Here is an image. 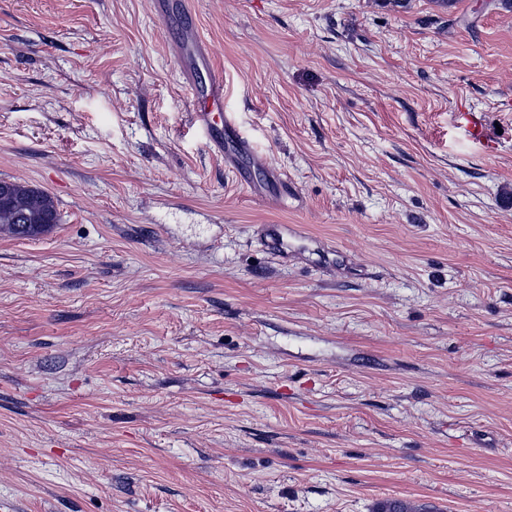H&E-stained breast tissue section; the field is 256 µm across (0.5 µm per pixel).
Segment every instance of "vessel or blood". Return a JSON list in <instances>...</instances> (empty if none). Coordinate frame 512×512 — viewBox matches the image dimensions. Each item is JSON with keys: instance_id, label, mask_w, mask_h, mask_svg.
Here are the masks:
<instances>
[{"instance_id": "1", "label": "vessel or blood", "mask_w": 512, "mask_h": 512, "mask_svg": "<svg viewBox=\"0 0 512 512\" xmlns=\"http://www.w3.org/2000/svg\"><path fill=\"white\" fill-rule=\"evenodd\" d=\"M156 6L159 16L169 27L170 47L190 82L193 123L204 131L210 150L223 155L225 162H238L249 151L250 144L233 114L224 108V75L214 69L212 49L196 33L189 5L183 2L176 6L172 0H156ZM199 69L209 70L207 81L195 82V72ZM458 118L472 140L489 144V130L482 118L472 112L459 113ZM291 236V227L287 224H265L261 227L262 246L276 259L287 258Z\"/></svg>"}]
</instances>
